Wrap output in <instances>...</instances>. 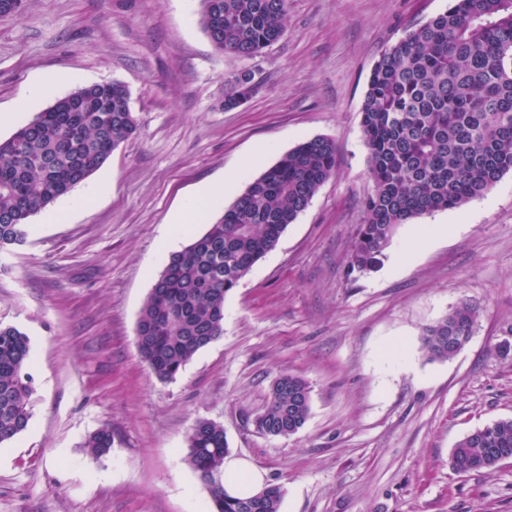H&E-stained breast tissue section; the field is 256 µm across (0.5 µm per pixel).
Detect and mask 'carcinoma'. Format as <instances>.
<instances>
[{"mask_svg": "<svg viewBox=\"0 0 512 512\" xmlns=\"http://www.w3.org/2000/svg\"><path fill=\"white\" fill-rule=\"evenodd\" d=\"M200 23L214 47L253 58L287 31L288 0H201ZM253 72L227 81L224 108L257 90ZM372 190L352 244L349 272L381 263L401 225L462 207L512 172V0H451L409 29L372 69L361 106ZM138 131L120 82L93 83L60 97L0 141V250L22 244L29 219L98 170ZM336 143L307 139L252 179L206 231L170 255L137 322L138 352L156 378L174 380L223 331L224 301L279 242L336 173ZM476 311L460 304L424 328L431 361H448L473 335ZM33 376L26 334L0 326V446L30 425ZM311 411V387L295 374L274 378L256 431L297 433ZM98 458L112 448L105 425L84 442ZM228 443L221 424L201 419L187 437L186 463L209 488L212 512H280L283 486L235 498L224 492ZM512 456V418L460 439L450 466L491 472Z\"/></svg>", "mask_w": 512, "mask_h": 512, "instance_id": "cac0c4a2", "label": "carcinoma"}]
</instances>
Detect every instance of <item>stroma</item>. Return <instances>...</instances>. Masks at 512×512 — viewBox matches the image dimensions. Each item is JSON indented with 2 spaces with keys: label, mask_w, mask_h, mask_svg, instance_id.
I'll use <instances>...</instances> for the list:
<instances>
[{
  "label": "stroma",
  "mask_w": 512,
  "mask_h": 512,
  "mask_svg": "<svg viewBox=\"0 0 512 512\" xmlns=\"http://www.w3.org/2000/svg\"><path fill=\"white\" fill-rule=\"evenodd\" d=\"M448 0H289L286 34L254 58L215 49L201 0H24L0 17V140L56 98L118 81L137 136L0 251V325L30 342L28 429L0 447V512H209L185 463L196 423H220L230 453L282 485L281 512H512V461L458 474L448 455L468 432L512 417V173L458 210L420 217L448 234L409 250L402 225L381 264L348 271L372 189L361 129L371 71L408 28ZM260 87L225 109L236 71ZM58 80L39 98L45 76ZM336 143L337 170L278 244L226 297L224 334L177 378L159 381L136 347L140 310L166 264L205 227L173 214L208 184L249 178L302 140ZM474 334L432 361L424 327L459 303ZM311 386L305 425L286 438L253 419L279 374ZM110 426L111 451L86 437Z\"/></svg>",
  "instance_id": "stroma-1"
}]
</instances>
